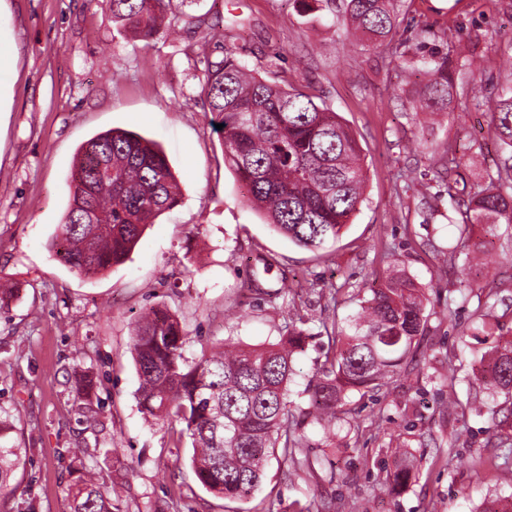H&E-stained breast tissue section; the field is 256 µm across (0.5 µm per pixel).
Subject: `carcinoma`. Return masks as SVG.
<instances>
[{"label": "carcinoma", "mask_w": 512, "mask_h": 512, "mask_svg": "<svg viewBox=\"0 0 512 512\" xmlns=\"http://www.w3.org/2000/svg\"><path fill=\"white\" fill-rule=\"evenodd\" d=\"M116 22L148 43L160 32L170 0H111ZM353 35L367 46L391 43L403 19L393 0H343ZM426 76L419 102L431 112L451 103L454 73L472 68L465 57L454 66L449 54L416 46ZM202 91L209 110L224 124V162L245 184L247 198L266 223L294 245L324 252L364 201L362 150L350 129L324 102L296 87H283L250 71L231 49L206 61ZM501 161L469 193L465 212L450 220L457 231L451 257L465 253L477 224L496 230L512 224V90L490 106ZM70 203L61 224L59 261L84 275L122 263L147 225L178 203V182L160 147L136 133L110 130L85 141L70 180ZM420 289L401 271L361 300L353 333L322 323V360L307 392L310 410L336 426L350 392L366 394L388 384L402 359L427 330ZM293 313L278 342L260 348L224 340L222 350L188 358V332L167 309L152 306L134 324L132 350L140 378L138 404L146 417L181 426L190 440L191 467L207 492L229 500L249 495L262 483L267 461L280 449L285 461L311 467L297 457L299 421L290 409L294 355L311 334ZM485 385L512 399V341L489 354ZM21 448L12 425L0 419V491L11 487ZM412 472L411 461L388 475L392 488ZM69 512H120L103 486L84 479L68 490Z\"/></svg>", "instance_id": "obj_1"}]
</instances>
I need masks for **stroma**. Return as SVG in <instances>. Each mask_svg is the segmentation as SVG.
Returning <instances> with one entry per match:
<instances>
[{
    "label": "stroma",
    "instance_id": "obj_1",
    "mask_svg": "<svg viewBox=\"0 0 512 512\" xmlns=\"http://www.w3.org/2000/svg\"><path fill=\"white\" fill-rule=\"evenodd\" d=\"M409 45L442 36L482 58L456 80L451 112L416 105L424 74L394 46L367 47L334 0H199L173 5L151 42L119 34L109 0H0V280L14 285L0 309V414L13 422L22 463L0 512H68L67 489L100 469L115 483L121 512H481L512 501L479 459L512 439L504 396L482 382L485 354L512 338V235L475 231L484 262L450 258L456 242L440 179L460 161L468 185L485 183L500 158L483 96L512 84V0H396ZM256 68L320 96L362 148L364 201L329 256L271 231L224 163V134L199 77L225 48ZM123 129L156 142L180 189L178 204L148 225L124 263L84 277L51 244L69 205L81 145ZM424 295L428 332L380 391L351 393L334 440L304 413L305 388L321 359L323 321L348 326L392 270ZM468 302L447 319L460 283ZM359 289V299L348 291ZM496 294L490 330L477 331L480 298ZM166 306L189 333L187 356L225 338L260 347L279 340L290 309L311 337L295 356L291 409L302 414L300 446L312 469L269 460L246 498L207 493L189 466L187 444L168 423L145 419L130 346L135 318ZM104 403L79 413L78 376ZM478 397L481 412L449 406ZM106 464L75 461L86 446ZM416 458L405 488L389 491L394 451Z\"/></svg>",
    "mask_w": 512,
    "mask_h": 512
}]
</instances>
